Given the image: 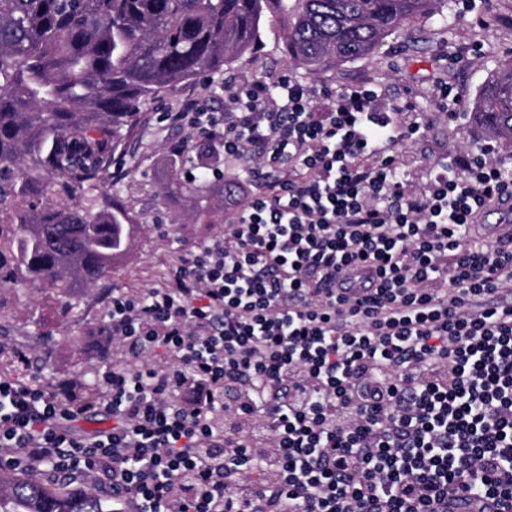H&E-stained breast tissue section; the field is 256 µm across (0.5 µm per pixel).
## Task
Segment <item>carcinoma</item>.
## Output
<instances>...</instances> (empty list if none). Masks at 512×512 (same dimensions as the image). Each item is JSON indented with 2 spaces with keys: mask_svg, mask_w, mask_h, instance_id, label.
<instances>
[{
  "mask_svg": "<svg viewBox=\"0 0 512 512\" xmlns=\"http://www.w3.org/2000/svg\"><path fill=\"white\" fill-rule=\"evenodd\" d=\"M448 0H0V288L68 295L112 273L136 223L112 164L162 94L214 76L279 20L289 61L309 71L369 59ZM471 122L512 138V62L481 86ZM111 184L112 193L104 192ZM112 512L94 488L0 476L13 512Z\"/></svg>",
  "mask_w": 512,
  "mask_h": 512,
  "instance_id": "1",
  "label": "carcinoma"
}]
</instances>
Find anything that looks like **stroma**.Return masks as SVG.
I'll return each instance as SVG.
<instances>
[{
	"label": "stroma",
	"mask_w": 512,
	"mask_h": 512,
	"mask_svg": "<svg viewBox=\"0 0 512 512\" xmlns=\"http://www.w3.org/2000/svg\"><path fill=\"white\" fill-rule=\"evenodd\" d=\"M511 57L512 0H448L446 17L405 24L372 58L316 73H295L317 87L368 82L394 101L410 95L427 109L434 106L431 88L439 77L466 107L492 71ZM288 71L284 44L274 31L253 53L225 67L219 81L226 88L244 80L271 82ZM203 98L214 110L223 111L224 97H211L207 80L197 79L143 112L115 168L119 197L142 227L132 258L110 277L67 297L48 288L0 290V344L7 348L0 354V375L23 380L37 366L43 370L45 386L72 380L79 397L92 399L102 386L100 354L112 346L105 325L113 291L143 294L163 286L183 246L201 244L223 231L227 211L222 185L212 183L205 192L193 194L171 187L167 197L159 195L160 186L169 184L176 172L170 146L187 144L193 157L205 146L193 129L168 115ZM486 138L469 119L452 125L437 114L424 136L408 143L403 154L425 163Z\"/></svg>",
	"instance_id": "stroma-1"
}]
</instances>
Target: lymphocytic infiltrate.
I'll list each match as a JSON object with an SVG mask.
<instances>
[{
	"mask_svg": "<svg viewBox=\"0 0 512 512\" xmlns=\"http://www.w3.org/2000/svg\"><path fill=\"white\" fill-rule=\"evenodd\" d=\"M430 114L288 73L176 113L243 160L232 219L113 292L95 401L0 377V458L134 512H512V246L479 237L512 170L404 164Z\"/></svg>",
	"mask_w": 512,
	"mask_h": 512,
	"instance_id": "lymphocytic-infiltrate-1",
	"label": "lymphocytic infiltrate"
}]
</instances>
